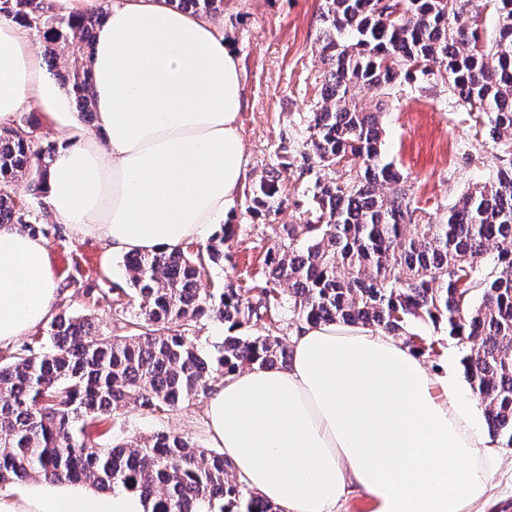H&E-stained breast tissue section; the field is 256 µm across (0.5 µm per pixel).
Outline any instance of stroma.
<instances>
[{
	"label": "stroma",
	"instance_id": "stroma-1",
	"mask_svg": "<svg viewBox=\"0 0 512 512\" xmlns=\"http://www.w3.org/2000/svg\"><path fill=\"white\" fill-rule=\"evenodd\" d=\"M324 0H224L217 19L225 38L234 44L244 78V106L238 116L247 179L236 209V233L224 246L223 266L211 269L204 287L229 283L261 284L262 257L274 241L271 220L250 213L247 195L266 171L287 164L283 183L288 215L305 218L311 207L315 180L330 181L328 168L304 172L309 153L307 121L321 103L324 66L318 53ZM385 156L407 175L414 205L443 214L469 188L492 182L499 161L495 144L479 133L473 121L448 94L439 79L428 92L402 83L388 99L383 115ZM33 213L41 215L51 269L61 283L57 310L83 314L94 311L109 323L107 303L89 307L87 287L109 289L127 285L122 256L108 254L97 236L77 234L48 217L44 198H28ZM205 397L182 403L157 416L125 409L116 422L98 428L101 444L118 437L146 438L164 430L207 448L211 441L203 424ZM502 463L483 499L471 512H512V447L501 448Z\"/></svg>",
	"mask_w": 512,
	"mask_h": 512
}]
</instances>
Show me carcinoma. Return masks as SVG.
Wrapping results in <instances>:
<instances>
[{
    "label": "carcinoma",
    "instance_id": "cac0c4a2",
    "mask_svg": "<svg viewBox=\"0 0 512 512\" xmlns=\"http://www.w3.org/2000/svg\"><path fill=\"white\" fill-rule=\"evenodd\" d=\"M53 0H0V13L36 33L48 70L93 119L89 62L103 6L86 14L54 11ZM178 9L217 13L224 0H169ZM325 0L319 54L323 105L308 122L313 163L342 170L313 194L315 219L276 227L264 256L265 286L204 291V272L224 263L234 225L205 246L130 253L125 268L138 302L121 299L111 320L123 335L94 328L92 318L63 311L47 342L0 354V483L38 478L124 489L146 512H281L227 476L224 453L157 432L104 448L91 428L133 407L164 414L210 391L208 380L244 367L288 364L279 336V287L287 285L298 322L369 326L421 356L415 322L448 330L466 349L467 383L493 439L512 447V0ZM471 20L463 21L465 14ZM492 18L487 24L481 16ZM69 50L59 65L58 49ZM441 82L498 150L496 179L462 194L441 216L411 204L407 178L382 153L381 105L402 78ZM371 93L375 109L358 99ZM52 145L0 127V225L47 234L31 219L19 183L45 192ZM392 185L399 191L389 192ZM280 171L261 175L250 211L279 217ZM227 326L202 353L190 336L202 318Z\"/></svg>",
    "mask_w": 512,
    "mask_h": 512
}]
</instances>
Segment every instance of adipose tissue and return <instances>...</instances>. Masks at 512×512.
<instances>
[{
	"label": "adipose tissue",
	"instance_id": "1",
	"mask_svg": "<svg viewBox=\"0 0 512 512\" xmlns=\"http://www.w3.org/2000/svg\"><path fill=\"white\" fill-rule=\"evenodd\" d=\"M43 44L0 15V126L37 103L59 137L46 186L56 223L110 253L172 250L231 223L247 178L239 58L207 16L112 0L90 62L96 127L46 80ZM59 285L46 242L0 226V348L49 323ZM436 375L380 329L303 323L288 368L217 383L204 422L245 484L282 512H336L359 490L380 512H466L500 457L449 359ZM0 512H144L138 496L34 480Z\"/></svg>",
	"mask_w": 512,
	"mask_h": 512
}]
</instances>
